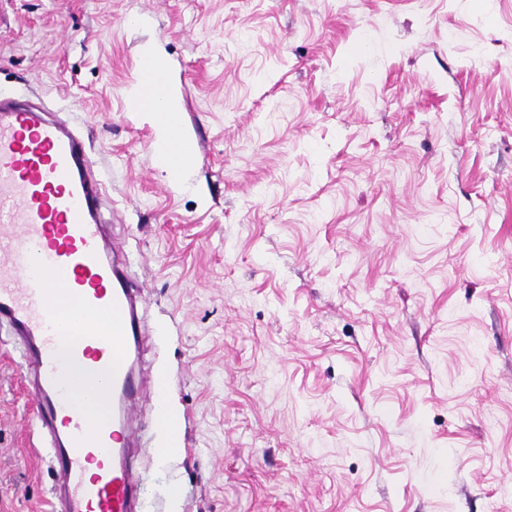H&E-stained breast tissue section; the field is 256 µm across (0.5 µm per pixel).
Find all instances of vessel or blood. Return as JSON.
<instances>
[{"mask_svg":"<svg viewBox=\"0 0 512 512\" xmlns=\"http://www.w3.org/2000/svg\"><path fill=\"white\" fill-rule=\"evenodd\" d=\"M105 191L81 135L0 89V327L37 374L35 418L51 435L59 512L145 509L132 422L154 407L159 387L134 375L148 328L105 241ZM71 294L84 325L63 354L57 304ZM104 311L111 328L91 325ZM90 400L107 412L92 428Z\"/></svg>","mask_w":512,"mask_h":512,"instance_id":"b4317fda","label":"vessel or blood"}]
</instances>
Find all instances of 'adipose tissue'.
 <instances>
[{"label": "adipose tissue", "mask_w": 512, "mask_h": 512, "mask_svg": "<svg viewBox=\"0 0 512 512\" xmlns=\"http://www.w3.org/2000/svg\"><path fill=\"white\" fill-rule=\"evenodd\" d=\"M148 66L157 76V83L147 86L138 85L129 96V107L134 112H146L156 129L154 154L159 166L173 181H181L182 175L194 162L192 156H183L180 161L170 158L172 139L171 130L178 125L181 105L167 89V64L157 52H149Z\"/></svg>", "instance_id": "obj_1"}]
</instances>
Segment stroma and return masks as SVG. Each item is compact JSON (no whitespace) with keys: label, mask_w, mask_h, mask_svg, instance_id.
<instances>
[{"label":"stroma","mask_w":512,"mask_h":512,"mask_svg":"<svg viewBox=\"0 0 512 512\" xmlns=\"http://www.w3.org/2000/svg\"><path fill=\"white\" fill-rule=\"evenodd\" d=\"M149 49L180 184L127 109ZM0 87L136 254L181 417L148 512H512V0H0ZM49 453L0 336V512H50Z\"/></svg>","instance_id":"1"}]
</instances>
